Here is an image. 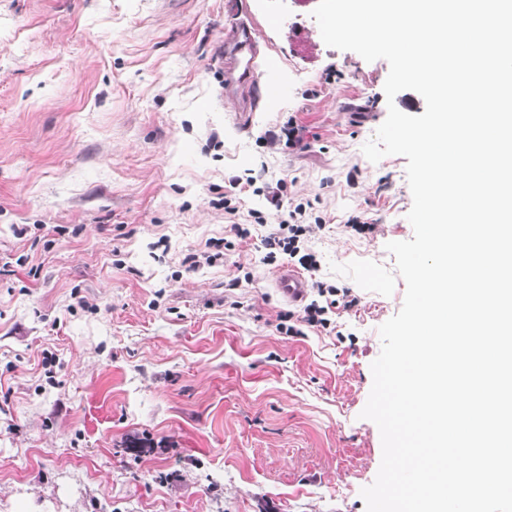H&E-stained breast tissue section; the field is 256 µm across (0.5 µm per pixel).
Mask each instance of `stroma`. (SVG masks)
Returning <instances> with one entry per match:
<instances>
[{"mask_svg":"<svg viewBox=\"0 0 512 512\" xmlns=\"http://www.w3.org/2000/svg\"><path fill=\"white\" fill-rule=\"evenodd\" d=\"M245 2L285 90L253 112L214 64L226 0H0V512H366L361 412L406 291L385 245L414 231L406 157L362 147L425 101L288 39L313 0ZM290 120L303 145H270ZM228 202L265 224L237 236ZM299 203L323 222L304 277L351 302L292 336L262 240Z\"/></svg>","mask_w":512,"mask_h":512,"instance_id":"1","label":"stroma"}]
</instances>
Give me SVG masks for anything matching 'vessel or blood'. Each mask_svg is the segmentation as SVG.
<instances>
[{"instance_id": "vessel-or-blood-1", "label": "vessel or blood", "mask_w": 512, "mask_h": 512, "mask_svg": "<svg viewBox=\"0 0 512 512\" xmlns=\"http://www.w3.org/2000/svg\"><path fill=\"white\" fill-rule=\"evenodd\" d=\"M258 41L253 27L232 25L224 37L220 58L224 62L225 87H247L253 100L279 97L281 86L274 76L279 70L276 57L258 58ZM276 286L289 301H301L306 293L305 277L290 266L282 267L276 278Z\"/></svg>"}]
</instances>
